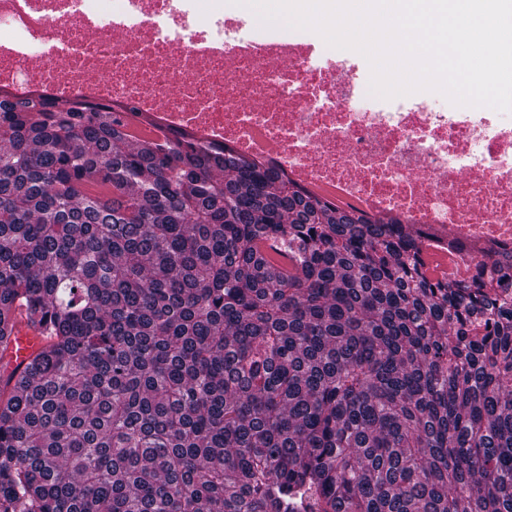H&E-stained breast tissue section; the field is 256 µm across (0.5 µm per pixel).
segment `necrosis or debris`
Segmentation results:
<instances>
[{
  "label": "necrosis or debris",
  "instance_id": "necrosis-or-debris-1",
  "mask_svg": "<svg viewBox=\"0 0 512 512\" xmlns=\"http://www.w3.org/2000/svg\"><path fill=\"white\" fill-rule=\"evenodd\" d=\"M0 83L90 94L234 143L361 212L512 250V114L371 96L353 52L198 0H0ZM43 44L30 54V42Z\"/></svg>",
  "mask_w": 512,
  "mask_h": 512
}]
</instances>
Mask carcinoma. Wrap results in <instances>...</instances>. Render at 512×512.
<instances>
[{"label": "carcinoma", "instance_id": "cac0c4a2", "mask_svg": "<svg viewBox=\"0 0 512 512\" xmlns=\"http://www.w3.org/2000/svg\"><path fill=\"white\" fill-rule=\"evenodd\" d=\"M83 95L0 99V512H512V250ZM268 240L294 265L272 270ZM15 336L16 338L12 341L7 357L5 358V362L9 361L10 367L21 362H24L25 365L30 355L40 346L38 332L33 328H28L24 324L19 326Z\"/></svg>", "mask_w": 512, "mask_h": 512}]
</instances>
